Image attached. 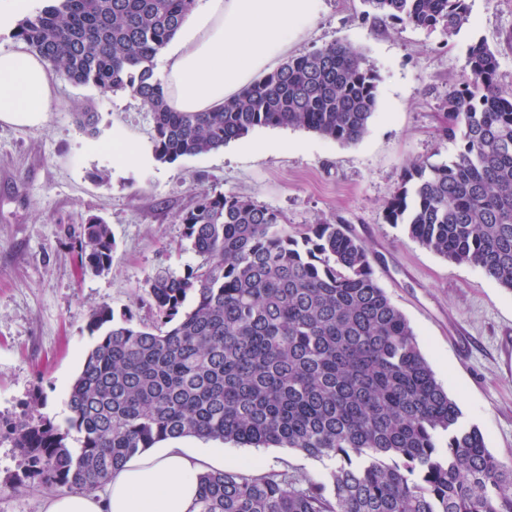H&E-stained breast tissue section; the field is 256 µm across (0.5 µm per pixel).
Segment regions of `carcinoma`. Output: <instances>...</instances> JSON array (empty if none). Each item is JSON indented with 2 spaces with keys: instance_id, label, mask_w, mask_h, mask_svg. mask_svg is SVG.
<instances>
[{
  "instance_id": "obj_1",
  "label": "carcinoma",
  "mask_w": 512,
  "mask_h": 512,
  "mask_svg": "<svg viewBox=\"0 0 512 512\" xmlns=\"http://www.w3.org/2000/svg\"><path fill=\"white\" fill-rule=\"evenodd\" d=\"M377 19L449 37L467 0H364ZM195 0H48L15 37L70 81L132 89L151 112L161 163L218 150L258 127L362 140L378 106V74L335 40L289 57L211 112H176L155 59ZM471 80L448 93L446 162L418 161L385 203L424 248L479 268L512 292V89L482 41ZM88 135L98 115L75 114ZM178 223L200 262L146 280L150 324L90 314L94 347L56 423L33 395L9 435L24 479L96 489L132 456L188 436L292 448L334 462L323 478L210 469L196 512H512V465L462 422L413 328L378 284L365 244L342 224L288 230L281 213L234 194L197 196ZM79 269L112 264L108 224L67 228ZM76 446H71V432Z\"/></svg>"
}]
</instances>
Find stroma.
<instances>
[{"label":"stroma","mask_w":512,"mask_h":512,"mask_svg":"<svg viewBox=\"0 0 512 512\" xmlns=\"http://www.w3.org/2000/svg\"><path fill=\"white\" fill-rule=\"evenodd\" d=\"M289 52L342 40L379 76L378 107L364 138L343 145L302 129L259 127L218 150L174 163L154 160L153 123L139 99L62 81L42 122L0 121V423L21 419L36 391L63 421L70 384L95 338L93 310L132 312L149 323L143 288L158 271L184 272L198 258L178 215L199 192L251 197L281 212L290 230L323 221L351 227L368 248L374 275L416 333L423 356L493 456L512 464V293L476 267L455 264L388 223L384 204L416 161L453 153L439 131L449 91L468 80L466 50L482 40L512 88V0H468L469 21L454 37L367 15L363 0H318ZM93 109L98 134L75 113ZM121 135L148 156L119 168L92 141ZM90 215L112 228V266L80 274L65 237ZM193 452L224 451V466L260 475L288 471L311 479L329 461L291 448H251L196 437ZM23 462L0 437V512H42L49 488H16Z\"/></svg>","instance_id":"obj_1"}]
</instances>
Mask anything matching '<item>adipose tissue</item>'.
<instances>
[{"mask_svg":"<svg viewBox=\"0 0 512 512\" xmlns=\"http://www.w3.org/2000/svg\"><path fill=\"white\" fill-rule=\"evenodd\" d=\"M317 0H200L166 56L167 100L177 112L223 105L278 58L316 13ZM59 73L25 42L0 49V120L38 123L50 111ZM224 456H201L172 444L129 459L104 489L59 492L44 512H192L197 476L222 466Z\"/></svg>","mask_w":512,"mask_h":512,"instance_id":"obj_1","label":"adipose tissue"}]
</instances>
